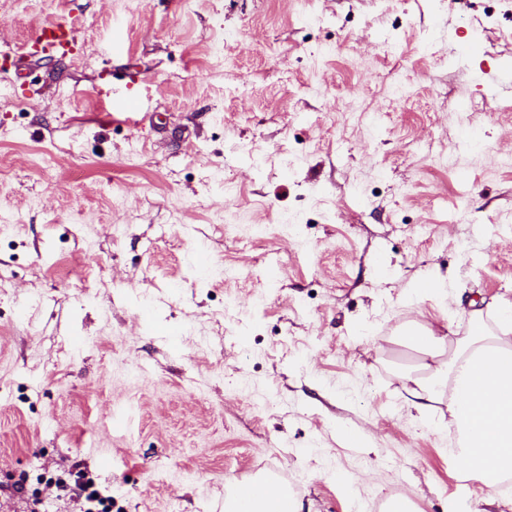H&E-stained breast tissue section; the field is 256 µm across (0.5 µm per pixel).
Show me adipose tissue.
I'll list each match as a JSON object with an SVG mask.
<instances>
[{
    "label": "adipose tissue",
    "instance_id": "obj_1",
    "mask_svg": "<svg viewBox=\"0 0 512 512\" xmlns=\"http://www.w3.org/2000/svg\"><path fill=\"white\" fill-rule=\"evenodd\" d=\"M468 316V335L450 336L433 324L411 323L399 336L418 355L401 376L407 403L429 414L447 400L459 438L450 448L465 474L487 486L512 473V303L501 302ZM498 325L485 332L486 320Z\"/></svg>",
    "mask_w": 512,
    "mask_h": 512
}]
</instances>
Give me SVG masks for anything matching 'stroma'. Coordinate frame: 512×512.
I'll use <instances>...</instances> for the list:
<instances>
[{
    "label": "stroma",
    "instance_id": "stroma-1",
    "mask_svg": "<svg viewBox=\"0 0 512 512\" xmlns=\"http://www.w3.org/2000/svg\"><path fill=\"white\" fill-rule=\"evenodd\" d=\"M68 10L0 79V512H512L393 342L512 300V0H0V51ZM76 45L74 18L62 16L59 19L39 26L26 43L25 53L21 57H34L41 50L54 53L63 59ZM40 49V50H39ZM74 495L83 501L84 512H112V497L104 496L93 478L88 477L74 489ZM261 495L262 501L255 503L251 506L247 502L239 501V499L228 500L224 504L225 512H270L272 510H261L271 509L270 505L277 502L283 495V491L271 483H266Z\"/></svg>",
    "mask_w": 512,
    "mask_h": 512
}]
</instances>
